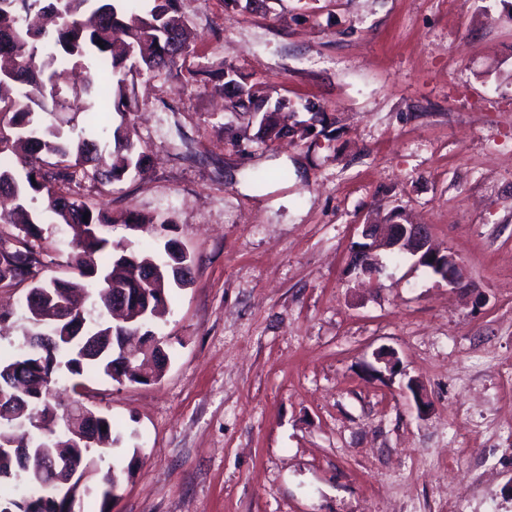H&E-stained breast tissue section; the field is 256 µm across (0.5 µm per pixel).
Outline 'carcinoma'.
<instances>
[{
  "mask_svg": "<svg viewBox=\"0 0 512 512\" xmlns=\"http://www.w3.org/2000/svg\"><path fill=\"white\" fill-rule=\"evenodd\" d=\"M186 29L179 0H0V195L7 200L0 206V223L16 225L20 244L13 251L0 250V281L32 279L26 312L33 313L34 297L42 300L46 311L74 299L79 302L75 318L85 322L87 335L106 340L118 336L112 321L104 317L112 306L107 289L117 287L128 300L148 308L138 324L126 326V334L151 336L155 292L166 297L172 285L186 283L183 268L191 264L188 254L166 247L161 257L110 243L104 230L115 222L112 211L93 209L62 189L78 170L103 186L131 172H146L148 153L124 125L112 129L109 141L99 136L96 125L103 110L129 109V86L138 77L182 70L189 54ZM76 67L87 73L81 88L88 97L86 125L79 130L57 119L62 105L53 93ZM210 76L223 82L228 111L261 114L260 139L272 142L289 134L277 120L283 104L264 109L266 102L234 67L223 66ZM48 214L55 223L77 230L67 278H36L40 260L27 242L42 238L41 224ZM129 223L152 234L159 228L169 232L175 228L168 218L157 222L131 217ZM46 335L56 341L41 353L47 367L36 387L28 388L38 361L31 351L0 359V368L13 370L17 384V404L0 414V473L16 471L11 441L19 446L28 443L35 455L45 452L62 460L82 453L88 478L97 480L101 488L98 512H111L112 491L119 490L123 475L132 474L135 460L125 468L101 470L94 455L71 444L69 432L60 425L64 416L50 398L63 370L78 379L97 372L120 381L112 374L119 365V350L110 343L90 350L83 339L57 334L53 326L35 320L26 331L28 337ZM31 415L45 423L40 436L14 425ZM26 478L41 493L0 500V512H53L43 505L70 499L71 485L62 466L54 479L32 473Z\"/></svg>",
  "mask_w": 512,
  "mask_h": 512,
  "instance_id": "cac0c4a2",
  "label": "carcinoma"
}]
</instances>
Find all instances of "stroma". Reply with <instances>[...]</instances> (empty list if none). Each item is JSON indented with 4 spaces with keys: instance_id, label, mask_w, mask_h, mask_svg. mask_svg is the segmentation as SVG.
Segmentation results:
<instances>
[{
    "instance_id": "1",
    "label": "stroma",
    "mask_w": 512,
    "mask_h": 512,
    "mask_svg": "<svg viewBox=\"0 0 512 512\" xmlns=\"http://www.w3.org/2000/svg\"><path fill=\"white\" fill-rule=\"evenodd\" d=\"M183 77L148 76L126 123L147 171L66 190L119 219L167 216L194 258L154 330V384L92 375L80 397L133 464L112 512H512V0H180ZM233 65L304 137L256 141L196 70ZM253 138L247 152L230 131ZM365 224H425L461 263L449 286L410 254L349 260ZM41 278L72 232L45 221ZM30 280L0 281V354L28 328ZM393 352L395 367L380 356ZM429 407L419 411V400Z\"/></svg>"
}]
</instances>
